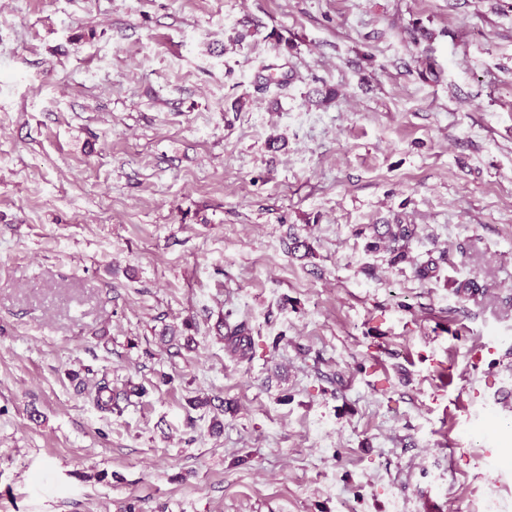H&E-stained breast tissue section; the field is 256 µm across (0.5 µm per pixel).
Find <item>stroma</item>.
I'll use <instances>...</instances> for the list:
<instances>
[{
    "label": "stroma",
    "mask_w": 512,
    "mask_h": 512,
    "mask_svg": "<svg viewBox=\"0 0 512 512\" xmlns=\"http://www.w3.org/2000/svg\"><path fill=\"white\" fill-rule=\"evenodd\" d=\"M398 219L402 260L370 246ZM103 377L146 393L102 413ZM488 497L512 512V0H0V512ZM225 347L228 351L240 359H250L252 349V336L250 329L245 323H238L227 327V334L224 336Z\"/></svg>",
    "instance_id": "obj_1"
}]
</instances>
